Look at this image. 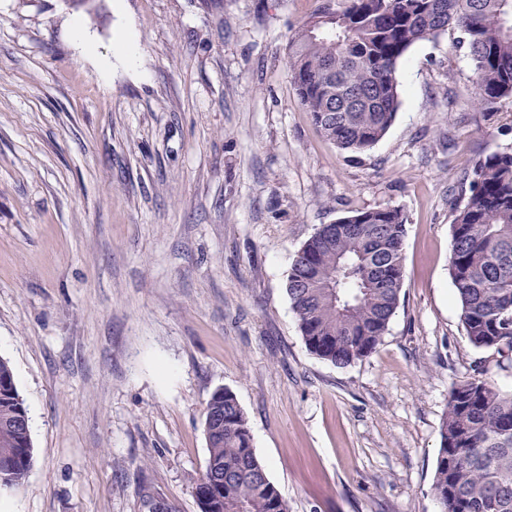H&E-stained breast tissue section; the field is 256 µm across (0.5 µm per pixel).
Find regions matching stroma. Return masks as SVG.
<instances>
[{
	"label": "stroma",
	"mask_w": 512,
	"mask_h": 512,
	"mask_svg": "<svg viewBox=\"0 0 512 512\" xmlns=\"http://www.w3.org/2000/svg\"><path fill=\"white\" fill-rule=\"evenodd\" d=\"M317 0H0V357L31 422L0 512H198L203 410L230 389L289 512H438L453 384L512 370L468 342L448 197L512 151V96L473 104L458 32L399 65L371 150L299 104L289 38ZM406 217L399 307L377 351L306 347L285 291L303 244L367 209Z\"/></svg>",
	"instance_id": "1"
}]
</instances>
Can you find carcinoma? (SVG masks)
Segmentation results:
<instances>
[{"mask_svg": "<svg viewBox=\"0 0 512 512\" xmlns=\"http://www.w3.org/2000/svg\"><path fill=\"white\" fill-rule=\"evenodd\" d=\"M320 0L291 37L287 64L301 106L339 149L364 153L400 107L398 65L416 43L463 35L474 102L512 96V0ZM454 212L449 274L468 342L512 354V152L476 157ZM405 217L358 211L323 224L302 246L285 290L309 351L334 365L373 354L400 301ZM208 462L199 512H289L252 445L236 396L218 390L203 412ZM432 494L440 512H512V393L487 367L456 383L441 424ZM33 458L30 420L0 357V483L17 486ZM217 472L224 482H212Z\"/></svg>", "mask_w": 512, "mask_h": 512, "instance_id": "1", "label": "carcinoma"}]
</instances>
